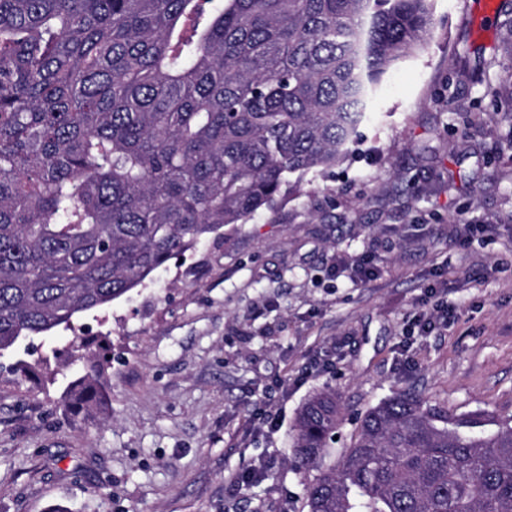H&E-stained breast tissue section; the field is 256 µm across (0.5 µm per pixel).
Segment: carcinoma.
<instances>
[{"label":"carcinoma","instance_id":"cac0c4a2","mask_svg":"<svg viewBox=\"0 0 512 512\" xmlns=\"http://www.w3.org/2000/svg\"><path fill=\"white\" fill-rule=\"evenodd\" d=\"M433 27V0H0V353L270 210L291 176L335 168ZM110 365L63 406L104 400ZM342 422L336 393L311 394L296 466L335 453ZM304 508L512 512V418L383 399Z\"/></svg>","mask_w":512,"mask_h":512}]
</instances>
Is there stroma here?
Here are the masks:
<instances>
[{"label":"stroma","mask_w":512,"mask_h":512,"mask_svg":"<svg viewBox=\"0 0 512 512\" xmlns=\"http://www.w3.org/2000/svg\"><path fill=\"white\" fill-rule=\"evenodd\" d=\"M434 0L435 30L384 75L344 161L145 286L0 355V512H302L315 471L288 437L336 391L341 443L380 400L512 417V0ZM485 225L469 241L461 222ZM371 258L370 280L349 278ZM448 321L408 335L428 283ZM108 354L107 399L73 415V335ZM254 471L250 484L239 477Z\"/></svg>","instance_id":"stroma-1"}]
</instances>
